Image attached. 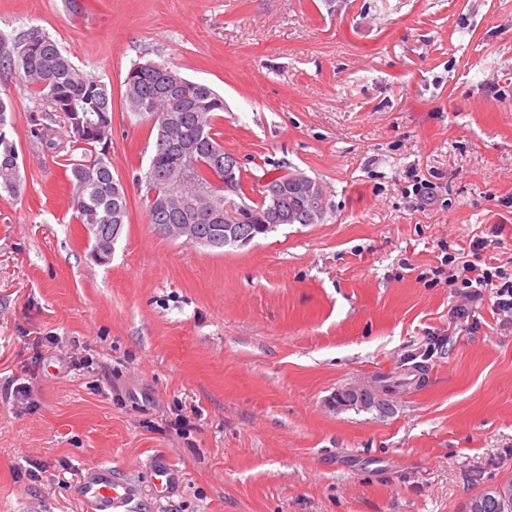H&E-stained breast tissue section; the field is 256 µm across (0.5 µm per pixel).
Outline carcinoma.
Here are the masks:
<instances>
[{
	"label": "carcinoma",
	"instance_id": "obj_1",
	"mask_svg": "<svg viewBox=\"0 0 512 512\" xmlns=\"http://www.w3.org/2000/svg\"><path fill=\"white\" fill-rule=\"evenodd\" d=\"M0 67L18 74L40 106L29 112L27 120L32 138L42 150L61 152L56 118L64 122L72 150L80 151L68 159L66 172L72 187L71 207L79 224H92L95 231L92 254L96 262H110L115 243L112 225L126 224V189L112 174V92L101 79L79 66L43 29L35 26L12 38L0 35ZM125 100L134 114L152 119H170L169 136L155 134L148 167L137 183L145 186L149 223L195 224L199 235L215 249L224 248V238H214V223L203 214L218 203L220 192L207 191L209 166L216 157L224 158L222 132L217 129L218 113L224 99L209 85L191 81L166 62L135 63L125 80ZM11 101L0 97V187L11 195L22 191L20 156L7 131ZM197 145L193 180L181 176V147ZM281 200L291 204L298 215L296 223H310L308 201L296 197L290 174L272 178ZM157 191L166 198L162 207L151 197ZM509 490L506 496L499 488ZM480 505L478 512H512V481L493 485L471 498Z\"/></svg>",
	"mask_w": 512,
	"mask_h": 512
}]
</instances>
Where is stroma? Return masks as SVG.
I'll return each mask as SVG.
<instances>
[{"label": "stroma", "instance_id": "obj_1", "mask_svg": "<svg viewBox=\"0 0 512 512\" xmlns=\"http://www.w3.org/2000/svg\"><path fill=\"white\" fill-rule=\"evenodd\" d=\"M83 3L0 0V34L41 27L111 86L128 195L97 264L0 70L24 185L0 190V512H89L100 464L136 490L120 512H463L512 480V317L434 273L446 252L512 267V0ZM150 60L223 96L250 197L302 170L320 223L222 251L154 229L151 125L123 102ZM378 376L401 382L384 409L336 407Z\"/></svg>", "mask_w": 512, "mask_h": 512}]
</instances>
